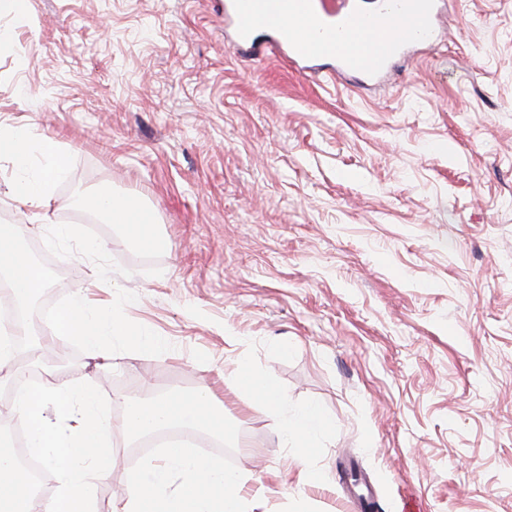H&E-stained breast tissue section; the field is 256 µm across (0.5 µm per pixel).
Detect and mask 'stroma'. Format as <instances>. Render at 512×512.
Returning a JSON list of instances; mask_svg holds the SVG:
<instances>
[{
  "label": "stroma",
  "instance_id": "stroma-1",
  "mask_svg": "<svg viewBox=\"0 0 512 512\" xmlns=\"http://www.w3.org/2000/svg\"><path fill=\"white\" fill-rule=\"evenodd\" d=\"M451 33L388 82L346 88L267 54L239 56L222 0H27L0 15V128L52 139L68 164L39 206L51 300L113 302L171 343L119 353L102 392L126 401L207 385L239 429L249 512H512V0H446ZM148 210L167 245L89 222L99 194ZM80 234L60 240L55 230ZM97 244L89 255L83 243ZM34 328L38 379L96 362ZM289 409L332 418L285 445L239 361ZM98 486L120 505L135 461L112 432ZM318 470L317 484L301 468Z\"/></svg>",
  "mask_w": 512,
  "mask_h": 512
}]
</instances>
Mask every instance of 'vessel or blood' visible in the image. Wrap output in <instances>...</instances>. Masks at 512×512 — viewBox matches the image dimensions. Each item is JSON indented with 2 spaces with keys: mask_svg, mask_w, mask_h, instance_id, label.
Listing matches in <instances>:
<instances>
[{
  "mask_svg": "<svg viewBox=\"0 0 512 512\" xmlns=\"http://www.w3.org/2000/svg\"><path fill=\"white\" fill-rule=\"evenodd\" d=\"M224 0L235 49L259 55L273 37L303 73L324 68L331 79L379 84L410 52L441 41L444 0Z\"/></svg>",
  "mask_w": 512,
  "mask_h": 512,
  "instance_id": "obj_1",
  "label": "vessel or blood"
}]
</instances>
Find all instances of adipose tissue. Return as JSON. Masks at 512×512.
I'll return each instance as SVG.
<instances>
[{"instance_id": "ef3b65f1", "label": "adipose tissue", "mask_w": 512, "mask_h": 512, "mask_svg": "<svg viewBox=\"0 0 512 512\" xmlns=\"http://www.w3.org/2000/svg\"><path fill=\"white\" fill-rule=\"evenodd\" d=\"M41 168L35 178L18 177L11 185L13 198L30 204L40 203L49 193L55 178L67 165V156L55 141H45L40 147ZM103 206L112 216L113 223L124 227L128 235L144 248L161 247L162 242L152 230V217L136 201L126 199L105 200ZM235 384L240 391L279 410V427L284 438L309 443L312 436L332 427L333 422L317 407L307 406L288 412L284 409V396L275 382L255 371L247 363H239Z\"/></svg>"}]
</instances>
